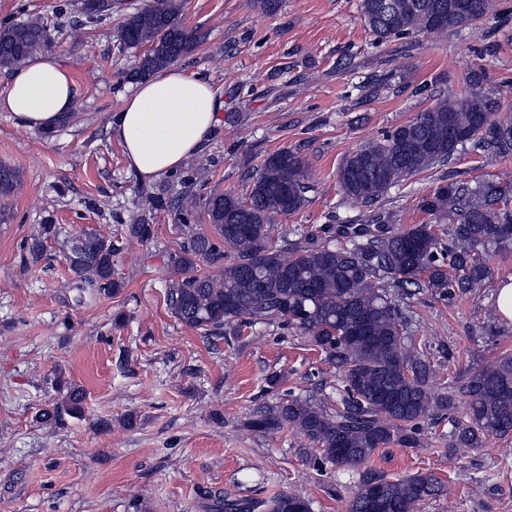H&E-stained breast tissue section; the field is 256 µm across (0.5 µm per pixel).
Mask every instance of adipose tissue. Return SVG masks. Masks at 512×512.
<instances>
[{
	"label": "adipose tissue",
	"instance_id": "obj_1",
	"mask_svg": "<svg viewBox=\"0 0 512 512\" xmlns=\"http://www.w3.org/2000/svg\"><path fill=\"white\" fill-rule=\"evenodd\" d=\"M76 96L71 72L55 56L40 54L12 71L0 112L11 113L19 126L48 128L71 115ZM223 107L207 81L174 65L137 83L108 128L128 169L154 181L204 149Z\"/></svg>",
	"mask_w": 512,
	"mask_h": 512
}]
</instances>
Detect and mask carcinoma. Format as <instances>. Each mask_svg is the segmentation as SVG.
Returning <instances> with one entry per match:
<instances>
[{
  "label": "carcinoma",
  "mask_w": 512,
  "mask_h": 512,
  "mask_svg": "<svg viewBox=\"0 0 512 512\" xmlns=\"http://www.w3.org/2000/svg\"><path fill=\"white\" fill-rule=\"evenodd\" d=\"M360 0L361 19L376 40L423 31L443 35L470 27L486 13L489 0ZM180 0H153L129 13L119 31L128 47H147L130 74L143 80L189 55L205 38L182 23ZM48 44L46 25L27 22L0 26V68L12 69ZM501 108L474 73L465 89L448 94L416 117L352 152L339 166L343 195L370 204L400 180L445 163L458 148L512 154V113ZM306 164L298 153L282 150L266 158L247 198L214 193L204 203L209 229L190 223L196 201L183 198L176 212L184 241L168 254L166 302L184 325L208 335L258 324L291 328L320 349L344 383L342 408L331 413L315 401L288 395L256 412L248 425L270 432L286 425L316 450L314 463L358 470L376 449L391 443L418 444L419 424L463 402L465 414L452 420L451 450L481 446L485 437L512 433V354L502 353L457 378L448 391L429 382L425 353L412 343L408 320L387 294L393 280L402 288L425 286L445 297L467 294L489 280L478 251L512 243V181L488 180L471 186L451 182L421 199L420 209L437 224L407 229L388 224L337 228L339 242L311 233L288 247L270 244L277 218L302 210L308 198ZM18 170L0 164V197L11 195ZM61 230L41 225L24 245L26 260L37 264L45 242ZM112 238L81 229L66 241L65 260L80 292L110 296L123 287L114 278ZM215 268L214 274L202 268ZM83 390L67 387L64 397L41 412L44 420L82 413ZM444 495L432 474L417 472L391 480L370 470L349 504V512H417L420 504ZM221 512H311L308 500L290 494L269 499L224 500Z\"/></svg>",
  "instance_id": "cac0c4a2"
}]
</instances>
